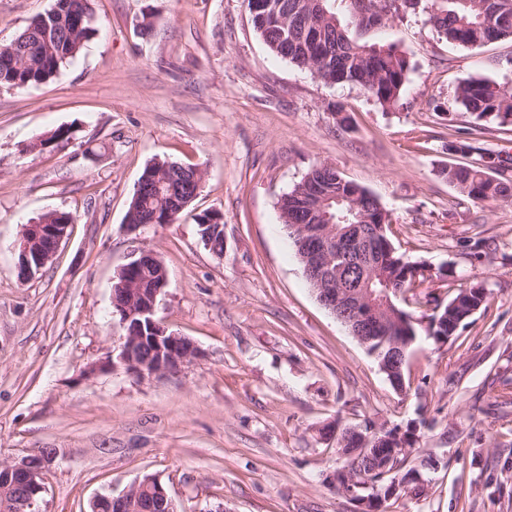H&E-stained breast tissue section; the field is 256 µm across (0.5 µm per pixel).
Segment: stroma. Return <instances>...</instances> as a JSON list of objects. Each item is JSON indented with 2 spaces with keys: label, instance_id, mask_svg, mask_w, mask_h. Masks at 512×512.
Returning a JSON list of instances; mask_svg holds the SVG:
<instances>
[{
  "label": "stroma",
  "instance_id": "stroma-1",
  "mask_svg": "<svg viewBox=\"0 0 512 512\" xmlns=\"http://www.w3.org/2000/svg\"><path fill=\"white\" fill-rule=\"evenodd\" d=\"M54 0H0V50ZM95 31L49 83L0 88V460L53 448L40 512H91L155 476L178 512H357L327 478L336 434L367 421L418 440L421 496L380 512H512V201L476 203L439 173L473 119L459 82L512 87V41L439 40L423 12L352 35L410 60L402 106L273 55L243 0H93ZM150 30H143V23ZM70 139L49 142L55 129ZM204 172L173 224L124 223L143 167ZM330 164L389 213L388 235L432 277L400 298L417 339L403 388L317 299L279 201ZM74 217L52 262L18 275L23 225ZM224 216V253L198 214ZM488 240L481 258L475 241ZM147 249L168 278L157 316L198 350L180 372L109 369L124 330L112 285ZM486 304L448 341L433 316L474 284Z\"/></svg>",
  "mask_w": 512,
  "mask_h": 512
}]
</instances>
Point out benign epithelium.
<instances>
[{"label":"benign epithelium","mask_w":512,"mask_h":512,"mask_svg":"<svg viewBox=\"0 0 512 512\" xmlns=\"http://www.w3.org/2000/svg\"><path fill=\"white\" fill-rule=\"evenodd\" d=\"M359 223L346 228L329 224H296L292 226L294 238L300 248V258L305 273L318 293L322 303L349 328L353 336L364 346L371 348L374 343L389 346L396 358H404L410 345L409 324L411 320L393 301L399 296L400 289L385 288L376 292L371 284L377 278L381 267L379 254L381 243L370 241L365 236L363 224L370 222L364 216H358ZM65 224H26L20 235L22 260L27 272L42 269L52 260L60 244L65 239ZM50 235L52 249L48 252L34 251L32 245L40 237ZM349 237L358 247L368 254L367 271L359 283L352 286L341 281V266L337 264L339 254L334 244L341 237ZM156 260V256L142 250L130 257L118 276L122 277L123 301L114 302L116 313L121 315V324L125 330L119 347L117 361L109 362V368L122 367L126 372L139 378L177 372L182 365L196 355L193 343L183 336L167 332L163 323L156 318L157 307L167 286V278H162L158 288L146 296L134 284L128 282L133 271L142 264ZM144 344L151 347L153 360L142 362L136 357V348ZM379 446L373 457L374 470L388 476L398 471L392 466L401 455H409V446L405 443L404 432L384 430V436L371 440L359 426L346 428L343 438L339 439L342 454L351 459L364 452L370 443ZM57 453L36 450L9 461H0V512H38L40 494L44 492L45 474L56 461ZM341 473L347 475L345 491L359 503V512H377L380 499L378 491L368 495L361 494L366 485L348 477V469ZM156 495L162 512H177L172 498L155 477H149L133 485L119 496L100 495L93 502L94 512H143L140 495L144 490Z\"/></svg>","instance_id":"7a95c632"}]
</instances>
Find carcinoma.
<instances>
[{
	"mask_svg": "<svg viewBox=\"0 0 512 512\" xmlns=\"http://www.w3.org/2000/svg\"><path fill=\"white\" fill-rule=\"evenodd\" d=\"M502 0H432L428 22L440 38L466 47L512 39V22L501 24L498 14ZM356 26L368 29L385 24L401 10L414 9V0H349ZM84 17L77 27L74 16ZM257 34L275 55L305 67L325 83H348L362 89L383 108L396 106L404 92L411 69L407 57L394 46L361 43L352 38L336 18L331 0H272L267 16L251 15ZM94 13L91 0H55L45 14L33 19L15 39V55L0 50V86L27 88L51 81L60 69L75 58L85 40L93 32ZM459 107L475 121L468 138L448 142V151L462 155H478L466 165L445 166L440 175L453 183L461 194L473 201L511 200L512 178L507 171L493 173L485 158L489 153L476 146L482 133L481 122L489 119L501 126H512V90L485 79H466L455 89ZM183 166L171 161H153L145 166L140 178L160 188L132 196L125 215L127 224H143L157 212L175 213L191 203L196 185L179 175ZM323 187L330 195L327 212L334 223L348 219L357 222L345 202L337 198L356 196L362 205L372 208L371 234L388 238V213L375 198L359 185H341L319 170L308 171L301 181L279 203L285 226L317 224L314 199L306 188ZM382 271L386 280H375L372 287L380 290L392 282L393 287L408 290L414 284L410 262L394 246L382 254ZM486 289L481 285L458 290L448 302V313H439V322L431 336L444 341L455 334L460 320L459 307L473 302L482 306ZM448 319H443V316Z\"/></svg>",
	"mask_w": 512,
	"mask_h": 512,
	"instance_id": "1",
	"label": "carcinoma"
}]
</instances>
